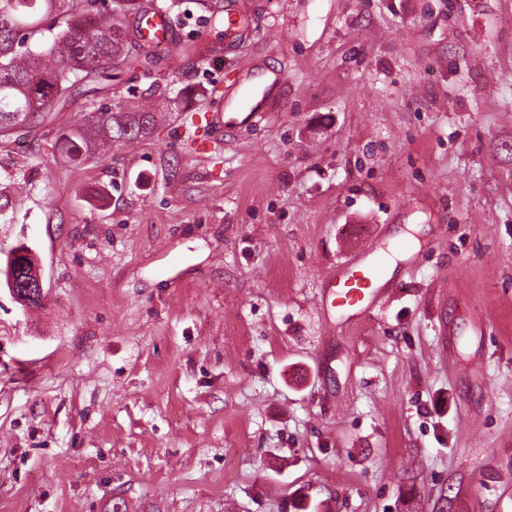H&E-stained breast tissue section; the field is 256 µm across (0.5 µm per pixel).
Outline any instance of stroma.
Returning <instances> with one entry per match:
<instances>
[{"instance_id": "35a3bbf8", "label": "stroma", "mask_w": 512, "mask_h": 512, "mask_svg": "<svg viewBox=\"0 0 512 512\" xmlns=\"http://www.w3.org/2000/svg\"><path fill=\"white\" fill-rule=\"evenodd\" d=\"M238 2L237 52L173 16L150 68L0 140V512H512V0ZM216 87L263 119L214 136ZM146 103L150 135L62 160ZM154 128L153 112L142 108L134 112L111 113L107 118H87L82 126L59 132L55 144L64 157L71 162L98 159L99 139L111 142L125 141L150 134ZM93 147V151L92 150ZM26 272L28 276L25 280L21 278L20 281H16L11 277L8 288L13 298L23 307L32 305V300L39 302L45 297L42 269L36 259H30ZM381 274L378 265L370 262L363 267H358L338 279L333 292L335 300L341 306L358 308L366 301H371L377 293ZM334 300V301H335Z\"/></svg>"}]
</instances>
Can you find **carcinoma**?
<instances>
[{
    "label": "carcinoma",
    "mask_w": 512,
    "mask_h": 512,
    "mask_svg": "<svg viewBox=\"0 0 512 512\" xmlns=\"http://www.w3.org/2000/svg\"><path fill=\"white\" fill-rule=\"evenodd\" d=\"M205 0H118L121 13L137 20L156 10L171 14L177 4ZM98 0H0V138L18 126L38 127L51 118L53 103L93 79L112 78L119 62L137 63L128 45L137 29L122 22L88 26L84 15ZM68 7L69 20L59 30L44 21ZM154 128L153 112L142 108L89 118L82 126L61 132L55 144L72 162L97 158L98 140L120 142L145 136Z\"/></svg>",
    "instance_id": "1"
}]
</instances>
